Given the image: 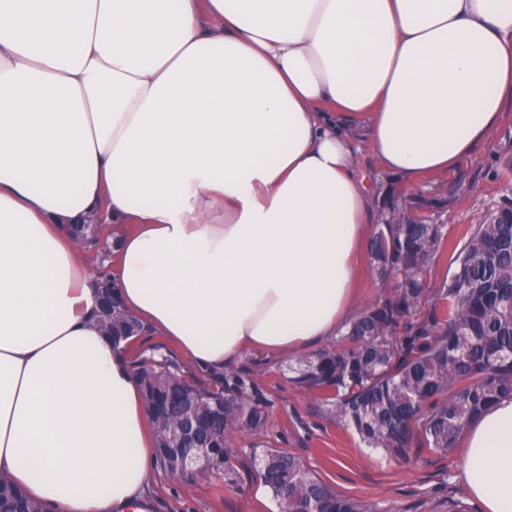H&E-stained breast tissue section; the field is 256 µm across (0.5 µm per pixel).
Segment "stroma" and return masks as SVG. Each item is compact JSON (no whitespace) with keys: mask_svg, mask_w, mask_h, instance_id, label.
Segmentation results:
<instances>
[{"mask_svg":"<svg viewBox=\"0 0 512 512\" xmlns=\"http://www.w3.org/2000/svg\"><path fill=\"white\" fill-rule=\"evenodd\" d=\"M512 157V105H506L500 124L486 147L463 158L448 172L406 185L379 171L370 144L359 141L357 161L375 173L376 211L404 204L408 195L432 200L425 216L447 225L448 240L430 269L441 279L450 258L461 250L470 229L501 202L512 197V176L502 166ZM297 357H270L257 352L225 368L242 380L249 395L269 405V424L262 436L236 435L231 450L236 457V480L204 475L195 482L157 474L151 488L152 512H279V506L261 482L252 455L266 450L292 453L337 494L374 504L378 512H443L456 502L467 512H480L461 477L462 449L449 453L422 451L400 462L376 448L364 447L352 431L331 421L319 403L289 380Z\"/></svg>","mask_w":512,"mask_h":512,"instance_id":"1","label":"stroma"}]
</instances>
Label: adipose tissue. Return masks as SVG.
I'll return each instance as SVG.
<instances>
[{
    "instance_id": "obj_1",
    "label": "adipose tissue",
    "mask_w": 512,
    "mask_h": 512,
    "mask_svg": "<svg viewBox=\"0 0 512 512\" xmlns=\"http://www.w3.org/2000/svg\"><path fill=\"white\" fill-rule=\"evenodd\" d=\"M512 101V0H0V476L52 512H149L127 352L68 227L124 225L122 307L194 370L335 336L379 166L413 185ZM461 475L512 512V399Z\"/></svg>"
}]
</instances>
